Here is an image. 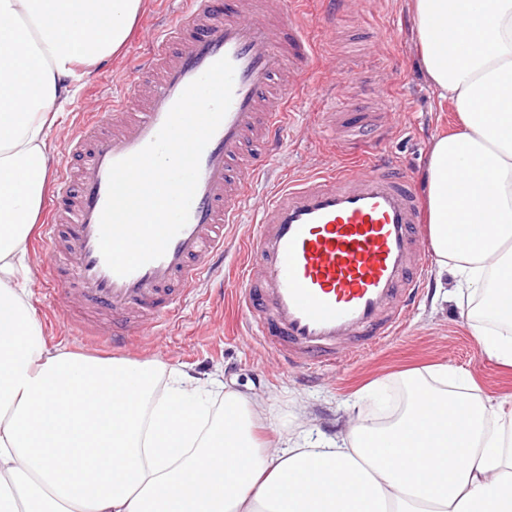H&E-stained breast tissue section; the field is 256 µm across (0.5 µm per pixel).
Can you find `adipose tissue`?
I'll return each mask as SVG.
<instances>
[{"mask_svg": "<svg viewBox=\"0 0 512 512\" xmlns=\"http://www.w3.org/2000/svg\"><path fill=\"white\" fill-rule=\"evenodd\" d=\"M143 0H0V504L8 512H512V411L447 365L402 376L387 423L356 409L336 436L308 420L274 440L271 398L167 364L48 341L23 283L27 239L76 77L126 41ZM426 73L458 128L430 151L429 235L488 357L512 367V0H410ZM312 471L314 486L281 494Z\"/></svg>", "mask_w": 512, "mask_h": 512, "instance_id": "obj_1", "label": "adipose tissue"}]
</instances>
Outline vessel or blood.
Segmentation results:
<instances>
[{
  "mask_svg": "<svg viewBox=\"0 0 512 512\" xmlns=\"http://www.w3.org/2000/svg\"><path fill=\"white\" fill-rule=\"evenodd\" d=\"M167 2L169 21L133 80L106 112L82 114L72 139L80 164L57 169L39 274L64 303L80 304L64 328L112 350L164 334L201 283L223 286L230 233L253 209L235 296L245 334L282 370H332L399 335L428 284L429 254L416 183L369 157L385 123L360 109L337 112L343 83L305 82L314 46L297 0ZM223 57L235 68L233 99L202 153L189 221L163 257L117 275L99 249L109 169L149 144L184 89ZM311 90L329 118L322 136L355 163L289 180L253 207L255 181L288 144L287 109Z\"/></svg>",
  "mask_w": 512,
  "mask_h": 512,
  "instance_id": "obj_1",
  "label": "vessel or blood"
}]
</instances>
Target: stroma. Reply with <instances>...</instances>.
<instances>
[{
  "label": "stroma",
  "instance_id": "obj_1",
  "mask_svg": "<svg viewBox=\"0 0 512 512\" xmlns=\"http://www.w3.org/2000/svg\"><path fill=\"white\" fill-rule=\"evenodd\" d=\"M163 7L162 0H146L122 50L103 61L90 79L80 80L76 95L62 104V125L50 134L57 158L68 156L71 149L74 115L95 110L104 100L120 94ZM301 8L309 15L311 35L323 62L320 76L331 81L349 73L356 83L348 94L350 104L392 112L393 123L383 149L398 158L409 174L424 178L432 144L437 136L453 130L455 116L438 97L422 65L409 0H356L346 8L336 31L328 35L318 24L319 0H303ZM321 110L316 97L302 102L294 117L292 140L273 164L265 192L332 162L329 145L315 130ZM238 260L232 253L224 264L227 295L212 291L195 294L172 330L160 336L137 337L123 351V358L159 359L205 384L219 375L225 385L242 393H268L283 424H293L295 404L304 401L315 418L316 433L328 436L338 428L342 407L353 405L359 392L373 382H381L386 394L385 404L376 413L389 414L400 402L401 374L409 369L445 364L468 375L488 395L512 398V370L489 359L467 316L447 299L454 285L452 275L430 271V286L417 301L405 330L385 346L333 371L285 375L256 340L236 330L239 317L229 292L239 284ZM28 288L46 335L71 351L99 356L98 348L64 334L62 317L50 306L53 292L40 277H33Z\"/></svg>",
  "mask_w": 512,
  "mask_h": 512
}]
</instances>
